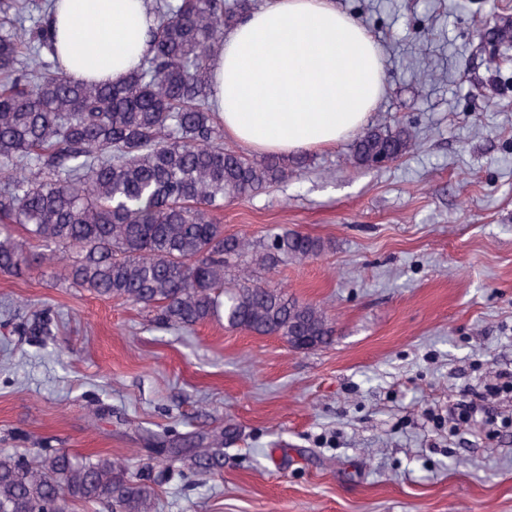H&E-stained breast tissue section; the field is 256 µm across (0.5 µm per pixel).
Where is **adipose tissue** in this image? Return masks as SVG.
Masks as SVG:
<instances>
[{
  "label": "adipose tissue",
  "instance_id": "ef3b65f1",
  "mask_svg": "<svg viewBox=\"0 0 512 512\" xmlns=\"http://www.w3.org/2000/svg\"><path fill=\"white\" fill-rule=\"evenodd\" d=\"M51 23L78 82H123L152 51L147 0H57ZM384 89L378 45L334 0H267L211 63L225 135L259 153L335 145L365 125Z\"/></svg>",
  "mask_w": 512,
  "mask_h": 512
}]
</instances>
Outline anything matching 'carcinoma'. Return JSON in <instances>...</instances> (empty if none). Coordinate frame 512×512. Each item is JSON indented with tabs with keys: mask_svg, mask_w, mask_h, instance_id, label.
Masks as SVG:
<instances>
[{
	"mask_svg": "<svg viewBox=\"0 0 512 512\" xmlns=\"http://www.w3.org/2000/svg\"><path fill=\"white\" fill-rule=\"evenodd\" d=\"M257 0H152L153 52L120 84L76 82L54 50L50 3L0 0V272L32 265L101 297L156 313L183 329L217 320L257 336L332 339L325 312L279 288L232 277L245 257L256 273L320 257L330 243L274 228L264 242L224 232L213 213L304 167L301 155L224 149L209 104L210 63L224 30ZM489 64L512 51V22L491 31ZM414 145L406 124L372 125L350 162L372 168ZM23 237L17 238L13 228ZM196 432L167 459L224 470V436ZM155 512L156 491L104 455L65 450L20 457L0 450V512Z\"/></svg>",
	"mask_w": 512,
	"mask_h": 512,
	"instance_id": "obj_1",
	"label": "carcinoma"
}]
</instances>
